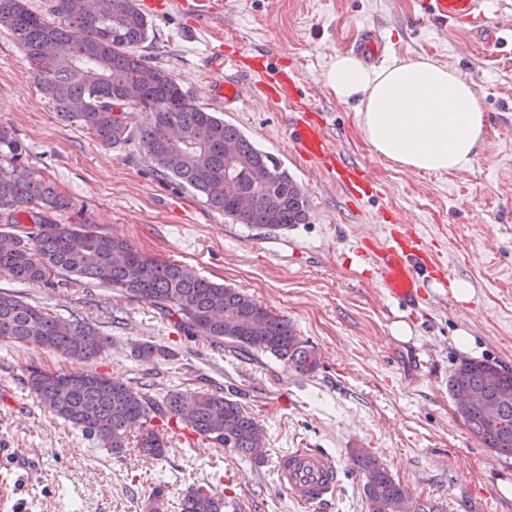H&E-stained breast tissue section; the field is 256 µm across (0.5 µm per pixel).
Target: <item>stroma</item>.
<instances>
[{
    "label": "stroma",
    "mask_w": 512,
    "mask_h": 512,
    "mask_svg": "<svg viewBox=\"0 0 512 512\" xmlns=\"http://www.w3.org/2000/svg\"><path fill=\"white\" fill-rule=\"evenodd\" d=\"M153 25L142 52L179 80L195 103L235 125L275 155L302 187L306 223L267 234L233 224L191 192L165 182L138 141L108 149L79 124L57 116L34 64L10 30L0 28V127L25 147L35 177L69 196L100 232L192 266L239 289L290 321L320 356L300 375L272 356L249 360L205 338L187 336L152 300L125 298L86 281L54 291L0 273V291L66 319L78 315L110 337L89 370L155 389L224 392L259 422L266 460L257 465L202 438L169 441L154 460L136 445L114 457L30 393L28 370L69 369L55 352L0 342V512H147L156 490L169 502L192 486L224 499V512H305L279 492V458L297 448L332 454L339 484L321 512H367L354 449L376 457L413 504L441 512H512V457L495 458L471 434L448 390L463 360L512 370V25L490 38L437 28L419 0H227L224 21L196 23L177 0H137ZM373 26L383 60L427 57L470 80L487 116L473 167L452 173L405 169L377 155L353 109L336 100L325 73ZM274 47L280 66L299 73L296 92L317 101L335 149L365 166L378 195L349 202L315 164L292 152L284 111L252 91L228 104L207 95L211 52ZM411 225L440 257L451 281L468 283L469 301L432 283L416 311L381 287L361 239L383 241L394 223ZM408 336H394V324ZM473 340L470 351L453 341ZM171 350V361L143 362L138 344Z\"/></svg>",
    "instance_id": "1"
}]
</instances>
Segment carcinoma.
Returning a JSON list of instances; mask_svg holds the SVG:
<instances>
[{
	"mask_svg": "<svg viewBox=\"0 0 512 512\" xmlns=\"http://www.w3.org/2000/svg\"><path fill=\"white\" fill-rule=\"evenodd\" d=\"M54 24L35 14L25 0H0V26L12 31L35 63L37 78L63 119L86 127L98 143L119 148L137 139L156 172L189 189L233 224L274 233L306 221L302 188L273 155L258 149L243 132L193 102L168 71L150 64L137 48L152 23L136 0H54ZM144 114L137 129L133 111ZM237 151L238 185L224 190V146ZM20 142L0 128V223L15 248L0 250V272L42 288H64L78 277L120 295L146 297L190 336L228 346L242 357L270 354L302 373L317 370L315 348L298 339L288 319L250 295L197 275L191 268L143 252L127 240L104 234L79 217L59 216L72 201L32 176L19 163ZM70 329L17 294L0 293V341L31 344L59 354L68 370L29 369L30 393L49 413L119 456L129 434L152 459H162L167 442L154 421L178 424L230 448L256 464L265 460L258 422L235 400L208 390L151 392L85 369L111 346L95 323L73 316ZM142 361L170 360L174 353L153 343L136 350ZM450 390L467 388L479 401L461 411L470 432L496 455L512 456V371L489 360H465L448 380ZM351 460L364 477L368 512H397L408 491L369 452ZM180 512H223L224 501L197 486L179 501Z\"/></svg>",
	"mask_w": 512,
	"mask_h": 512,
	"instance_id": "1",
	"label": "carcinoma"
}]
</instances>
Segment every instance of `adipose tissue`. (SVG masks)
<instances>
[{
    "mask_svg": "<svg viewBox=\"0 0 512 512\" xmlns=\"http://www.w3.org/2000/svg\"><path fill=\"white\" fill-rule=\"evenodd\" d=\"M325 80L336 100L353 107L364 139L381 157L430 173L472 167L486 118L457 70L427 58L370 68L339 53Z\"/></svg>",
    "mask_w": 512,
    "mask_h": 512,
    "instance_id": "1",
    "label": "adipose tissue"
}]
</instances>
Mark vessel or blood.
Listing matches in <instances>:
<instances>
[{"instance_id": "1", "label": "vessel or blood", "mask_w": 512, "mask_h": 512, "mask_svg": "<svg viewBox=\"0 0 512 512\" xmlns=\"http://www.w3.org/2000/svg\"><path fill=\"white\" fill-rule=\"evenodd\" d=\"M511 0H422V14L458 30H486L499 26L504 7ZM271 52L256 51L237 55L233 70L256 75L257 85L273 104L287 103V133L293 150L304 160L321 164L349 199L363 200L374 194V185L366 178L360 164L335 151L321 121L319 109L311 99H298L292 90L298 80L293 71L271 67ZM210 94L236 102L243 96L242 85L233 79L212 80ZM381 284L391 298L402 303L414 302L433 279L439 265L412 232L410 225L394 228L377 248ZM339 470L332 456L314 449H298L282 456L277 466V486L304 507L314 508L335 495Z\"/></svg>"}]
</instances>
